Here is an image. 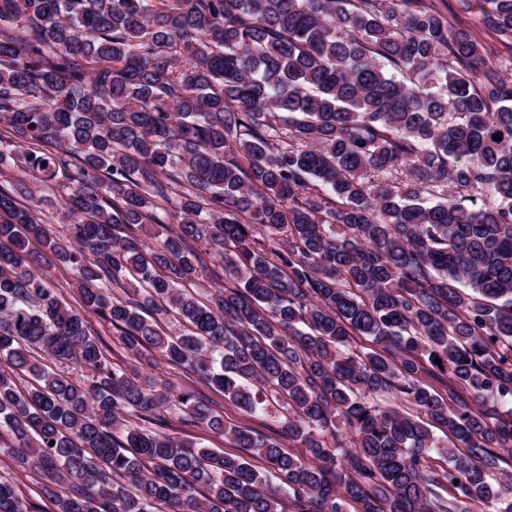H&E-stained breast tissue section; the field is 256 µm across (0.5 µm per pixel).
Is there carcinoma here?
Listing matches in <instances>:
<instances>
[{
    "mask_svg": "<svg viewBox=\"0 0 512 512\" xmlns=\"http://www.w3.org/2000/svg\"><path fill=\"white\" fill-rule=\"evenodd\" d=\"M465 2L512 41V0ZM486 52L427 0H0V453L54 512H512V81ZM60 174L67 237L27 184ZM48 252L132 357L282 401L283 430L112 362ZM0 512L31 503L0 480ZM160 413L168 423V427L165 429L166 432L178 436L181 440L192 441L199 447L221 448L224 452L237 455H245L246 453L242 448H235L232 443L224 440V437L216 436L202 427L184 424L175 408H170L167 411L160 410Z\"/></svg>",
    "mask_w": 512,
    "mask_h": 512,
    "instance_id": "obj_1",
    "label": "carcinoma"
}]
</instances>
